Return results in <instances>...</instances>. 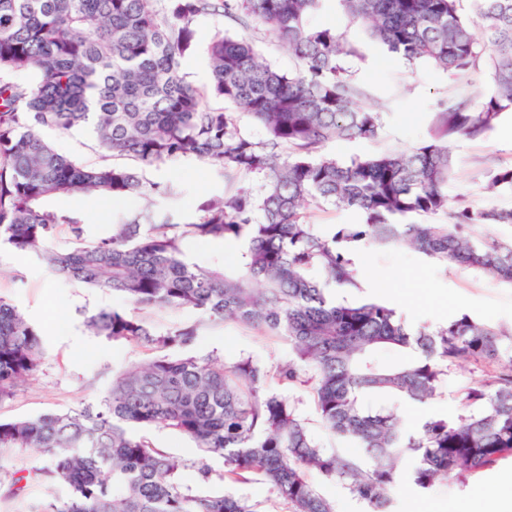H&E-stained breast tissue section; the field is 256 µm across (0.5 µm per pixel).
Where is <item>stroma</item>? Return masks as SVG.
<instances>
[{"label": "stroma", "instance_id": "obj_1", "mask_svg": "<svg viewBox=\"0 0 512 512\" xmlns=\"http://www.w3.org/2000/svg\"><path fill=\"white\" fill-rule=\"evenodd\" d=\"M310 22L346 32L348 39L357 43L360 55L350 59L349 66L354 80L364 90L360 103L384 114L383 129L377 140L327 143L324 154L337 160L384 150H412L432 139L436 113L462 98L480 102L482 96L491 92L490 83L481 72L456 82L427 64L408 66L356 29L347 27L341 12L331 2L314 13ZM193 28L195 39L182 60V71L187 81L203 89L210 82L206 47L211 37L218 32L235 37L243 34L244 29L239 21L221 15L200 16ZM41 135L58 153L84 163L97 162L101 154L93 135L85 128L68 132L45 128ZM450 150L455 177L448 186V194L453 201L474 207L493 205L512 209V192L486 190L491 170L512 166L511 115L483 136L452 140ZM144 176L150 181L172 180L182 186L181 198L170 205L179 215L194 214L202 201L223 189L211 166L193 159L148 169ZM49 204L84 213L89 219L84 237L94 241L110 234L108 218L113 209L135 211L143 201L128 196L113 204L80 196L53 198ZM359 275L372 277V298L389 303L413 326H439L463 315L490 324L512 325V285L470 269H442L436 261L405 245L366 250ZM0 296L17 306L44 338L38 371L17 388L11 399L0 403L1 420L97 405L114 373L150 356L147 348L94 335L84 325L88 312L128 309L123 297L108 290L54 279L26 252L9 247L0 249ZM190 352L197 356L219 355L228 361L250 355L269 365L288 361L292 356L285 341L221 323L203 328ZM488 378L487 370L468 362L458 363L449 370L436 399L424 406L403 407L406 425L416 427L425 414L455 417L463 409L464 388L484 383ZM207 465L211 471L210 489L245 498L256 504L259 512H275L279 499L269 485L229 484L222 479V459L210 458ZM511 472L512 457H509L490 470L465 475L427 494L402 486L394 512H457L460 503L469 499L478 487L497 482Z\"/></svg>", "mask_w": 512, "mask_h": 512}]
</instances>
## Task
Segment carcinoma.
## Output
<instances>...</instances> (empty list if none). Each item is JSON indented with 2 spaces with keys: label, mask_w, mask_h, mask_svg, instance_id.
<instances>
[{
  "label": "carcinoma",
  "mask_w": 512,
  "mask_h": 512,
  "mask_svg": "<svg viewBox=\"0 0 512 512\" xmlns=\"http://www.w3.org/2000/svg\"><path fill=\"white\" fill-rule=\"evenodd\" d=\"M324 0H0V246L38 259L52 275L123 295L136 309H192L199 318L157 333L137 314L101 309L85 317L98 336L142 344L156 355L112 376L101 403L33 419L0 420V487L20 497L39 483L45 497L27 512H258L248 500L183 486L187 466L141 430L164 429L224 460L232 483L262 482L284 512H335L309 474L341 483L367 512L390 510L407 481L429 490L512 456V328L463 315L436 327L409 326L380 300L336 301L331 288L359 289L355 253L408 245L443 269L464 265L512 284V244L472 239L464 229L512 224V209L454 206L449 141L479 137L512 113V0H336L348 23L409 66L446 75L486 71L491 94L437 113L445 140L410 152L347 162L322 154L335 140H372L383 113L363 108L345 67L359 55L346 36L312 26ZM234 17L266 30L296 58V74L266 63L252 40L218 32L207 47L211 83L186 81L181 61L201 15ZM480 27L481 35L474 33ZM265 131L243 135L239 113ZM86 127L104 151L86 165L55 151L40 128ZM209 163L224 183L190 218L159 204L182 195L173 181L144 172L176 159ZM261 177L258 189L245 184ZM121 198L142 207L112 217V233L60 248L57 231L83 235L77 211L51 197ZM359 212L330 236L305 220L311 207ZM441 216L443 223L421 218ZM189 239L246 242L234 266H201ZM287 340L295 359L268 366L252 357L173 356L209 322ZM381 350L397 354L377 360ZM37 327L0 297V401L39 368ZM461 361L495 364L493 382L463 392L456 417H423L411 430L401 405L438 396ZM311 388L315 411L361 457L328 451L313 438L295 400L268 388ZM369 394L400 403L366 407ZM36 448L48 464L11 470ZM66 491L57 490L58 483Z\"/></svg>",
  "instance_id": "obj_1"
}]
</instances>
